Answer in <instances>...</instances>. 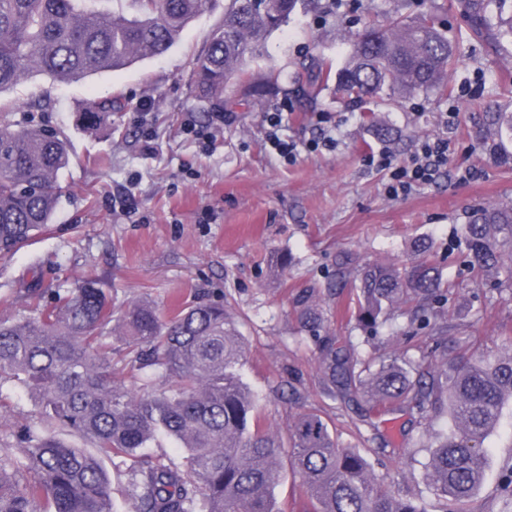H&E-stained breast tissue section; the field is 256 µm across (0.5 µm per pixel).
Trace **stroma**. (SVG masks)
<instances>
[{"instance_id":"1","label":"stroma","mask_w":512,"mask_h":512,"mask_svg":"<svg viewBox=\"0 0 512 512\" xmlns=\"http://www.w3.org/2000/svg\"><path fill=\"white\" fill-rule=\"evenodd\" d=\"M429 11L457 41L449 93L377 99L372 108L394 130V140L378 139L364 113L334 89L313 101L298 93L297 64L324 57L342 67L353 49L352 33L369 21L384 23L397 13L416 21ZM223 17L224 0H210L163 56L80 82L33 74L0 93V101L16 105L14 124L60 133L70 145L51 223L0 259V319L30 312L26 286L33 279L49 298L85 277L96 278L109 290L116 318L138 300L164 310L202 298L223 303L246 344L243 379L259 395L273 430L286 431L299 414L318 413L340 446L365 454L387 490L423 498L428 512H439L428 487L430 450L422 418L413 409L374 406L371 419L389 446L370 440L369 430L356 424L354 407L325 393L320 350L301 330L294 300L313 288L328 334L340 344L353 342L361 358L432 346L427 329L408 340L393 337L392 323L406 321L398 307L388 311L376 337L366 339L357 325L356 290L331 289L330 275L344 254L358 267L411 265L420 238L447 252L454 229L472 209L512 201V163L493 164L472 137L485 113L512 112V36L492 49L472 40L457 0H319L291 15L267 39L262 55L247 63L252 78L277 74V92L258 104L244 83L230 82L218 116L194 90L191 60ZM464 86L472 96L458 97ZM108 96L123 105L110 124L96 131L76 124L77 111ZM284 101L292 106L286 136L312 138L316 117L325 112L336 123L335 150L303 153L292 164L273 153L262 115ZM448 112L457 115L450 124L443 121ZM190 118L217 128L209 151L184 133ZM148 132L154 135L150 150L144 143ZM435 137L448 141L447 170L434 184L388 198L387 172L367 168L364 155L384 148L403 164L416 141ZM284 256L291 259L285 269ZM442 273L456 289L448 305L449 336L474 355L511 350L504 339L512 336V284L491 292L477 273L462 275L448 266ZM289 383L299 389V401L282 396ZM36 420L27 390L0 383V448L16 447L18 432ZM487 446L489 467L466 510L512 512L502 493L503 472L512 465V403Z\"/></svg>"}]
</instances>
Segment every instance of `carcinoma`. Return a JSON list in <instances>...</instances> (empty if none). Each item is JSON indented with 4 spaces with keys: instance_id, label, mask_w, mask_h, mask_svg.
Returning a JSON list of instances; mask_svg holds the SVG:
<instances>
[{
    "instance_id": "carcinoma-1",
    "label": "carcinoma",
    "mask_w": 512,
    "mask_h": 512,
    "mask_svg": "<svg viewBox=\"0 0 512 512\" xmlns=\"http://www.w3.org/2000/svg\"><path fill=\"white\" fill-rule=\"evenodd\" d=\"M86 2L0 0V92L33 72L71 82L161 56L208 0H117L120 9L110 14ZM306 2L225 0L224 19L192 60L200 96L223 106L224 85ZM460 2L473 36L489 45L501 39L485 0ZM436 23L432 14L417 22L396 15L387 24L371 23L354 36V52L342 68L319 60L302 66L294 82L311 98L333 82L362 106L385 93H445L455 53ZM276 85L277 79L264 78L250 85V94L263 101ZM119 108L108 97L79 111L77 122L95 129ZM14 111L0 105L1 258L50 223L59 174L69 164L63 137L12 129ZM476 137L493 162L512 161L511 112L487 114ZM461 237L460 265L487 276L493 290L512 283V202L472 211ZM414 248L423 259L409 268L373 263L357 270L358 323L374 333L383 310L413 301L407 327L431 329L434 351L365 361L322 335L325 319L312 294L296 297V311L302 328L323 342L322 383L332 398L413 400L426 421L448 414V430L429 433V487L444 503L442 512H459L482 485L485 440L512 400V356L491 361L456 351L439 314L452 284L431 259L432 242L421 238ZM28 297L36 302L32 314L0 320V381L25 383L41 428L66 427L90 441L96 454L24 430L19 455L0 448V512H112V478L102 461L113 457L121 458L119 473L135 512H274L271 493L284 454L306 487L304 512H427L424 503L386 490L361 453L336 444L320 415H299L285 437L266 424L243 382V337L224 305H181L162 316L148 302L133 303L118 326L136 346L132 367L152 374L131 390L112 363V298L99 280L85 278L50 304H39L35 286ZM156 375L173 385L156 388ZM161 437L184 449L182 461L144 452Z\"/></svg>"
}]
</instances>
